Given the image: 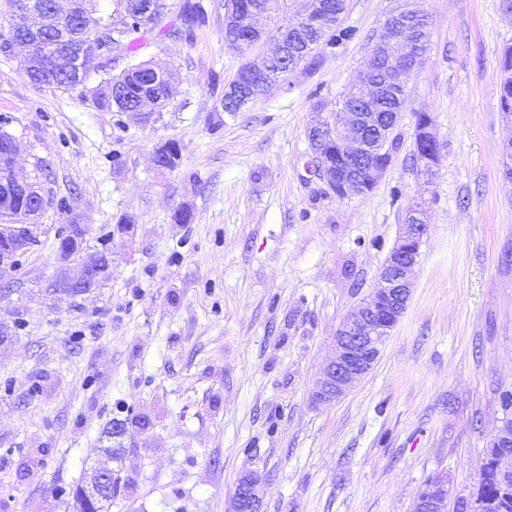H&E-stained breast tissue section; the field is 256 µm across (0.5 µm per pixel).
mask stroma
Segmentation results:
<instances>
[{"instance_id": "1", "label": "stroma", "mask_w": 512, "mask_h": 512, "mask_svg": "<svg viewBox=\"0 0 512 512\" xmlns=\"http://www.w3.org/2000/svg\"><path fill=\"white\" fill-rule=\"evenodd\" d=\"M404 3L346 0L341 23L354 38L218 129L225 84L276 50L270 39L225 44L223 9L190 43L145 34L138 56L177 77L161 118L125 131L0 55L15 171L40 177L51 200L37 242L0 277V321L14 332L0 347V512H68L70 491L106 463L117 482L108 512H228L247 470L263 476L261 512H411L440 471L469 494L501 424L498 393L512 388L505 0H420L431 48L408 83L402 146L372 193L339 199L302 178L315 107L335 111L370 36ZM418 112L442 148L427 184L410 159ZM167 140L183 147L172 172L153 162ZM420 203L430 230L404 314L370 373L313 405L339 323L371 293ZM184 204L192 223H174ZM123 215L133 235L109 238ZM74 219L88 224V246L111 249L112 278L54 302L38 290ZM133 411L150 428H130L107 456L109 422ZM504 77L499 86L501 109L506 120L512 121V45H507L501 53Z\"/></svg>"}]
</instances>
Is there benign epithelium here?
Wrapping results in <instances>:
<instances>
[{
	"instance_id": "1",
	"label": "benign epithelium",
	"mask_w": 512,
	"mask_h": 512,
	"mask_svg": "<svg viewBox=\"0 0 512 512\" xmlns=\"http://www.w3.org/2000/svg\"><path fill=\"white\" fill-rule=\"evenodd\" d=\"M416 23L410 10L404 9L393 14L380 31V55L390 64L403 59L406 55V44L400 30L409 28ZM237 25L250 29L261 30V38H272L280 41L278 33L268 27V20L263 14L240 16ZM40 35L36 27L30 28V34L23 39L9 31L0 36V50L10 55L16 49L25 50V70L41 69L45 65V51L39 45ZM86 47L76 53V77L71 79L65 90L88 92L87 82L83 78L82 69L85 64ZM379 83L372 76V64H367L358 79L351 87L357 92L365 107L360 110L344 108L338 112H325L318 107L312 120V128L336 145V154L343 156H361L371 150L369 131L374 126V106L378 102L377 89ZM354 176L348 171L336 169V191L339 199L354 195L352 182ZM429 231L426 210L419 207L409 210L404 218L401 233L383 264L373 292L369 297L354 307L342 320L334 337V356L325 364L313 383L311 401L315 405L330 404L346 395L354 383L364 378L376 364L381 349L391 335L410 299L414 288L415 271L419 265L421 246ZM10 232L16 241L15 253H0V272L10 270L18 255L27 251L34 243L35 230L32 224H15ZM84 266L74 265L64 255L59 256L56 274L48 280L46 287L58 288L62 285L76 286L84 289L82 295L87 296L98 290V287L85 282ZM512 446V423L502 421L496 433L488 441L490 448H508ZM495 466L499 473L500 484L506 488L512 483V455L496 457ZM262 480L249 479L244 485H236L232 496L230 512H239L243 501L252 506L260 505V486ZM457 510L450 491L448 475L440 472L434 475L429 483L422 487L413 502L412 512L427 509L429 512H446L449 504Z\"/></svg>"
}]
</instances>
